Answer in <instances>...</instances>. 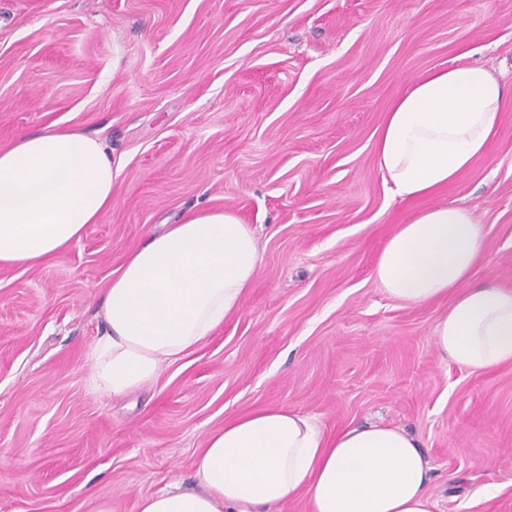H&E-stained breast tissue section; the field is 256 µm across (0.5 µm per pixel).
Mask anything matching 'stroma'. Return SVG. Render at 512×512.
<instances>
[{
	"label": "stroma",
	"instance_id": "35a3bbf8",
	"mask_svg": "<svg viewBox=\"0 0 512 512\" xmlns=\"http://www.w3.org/2000/svg\"><path fill=\"white\" fill-rule=\"evenodd\" d=\"M464 52L512 90V0H0V148L54 125L100 137L113 169L85 236L0 267V512H138L193 487L227 418L280 404L329 436H416L435 512H512V364L447 360L448 299L410 306L374 275L397 225L453 202L483 226L472 284L512 289V109L434 196L392 195L376 164L392 100ZM203 209L258 237L241 309L150 388L93 392L112 272Z\"/></svg>",
	"mask_w": 512,
	"mask_h": 512
}]
</instances>
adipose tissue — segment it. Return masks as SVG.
Listing matches in <instances>:
<instances>
[{"label": "adipose tissue", "mask_w": 512, "mask_h": 512, "mask_svg": "<svg viewBox=\"0 0 512 512\" xmlns=\"http://www.w3.org/2000/svg\"><path fill=\"white\" fill-rule=\"evenodd\" d=\"M512 95L485 67L425 74L397 97L375 144L393 195L428 196L457 179L495 137ZM112 205V154L100 139L46 127L0 149V266L32 265L78 241ZM484 247L474 212L425 208L388 238L375 277L410 305L446 298L434 340L460 367L512 364V289L470 286ZM261 264L250 225L204 210L151 234L104 292L107 333L89 351L93 391L152 385L237 312ZM432 468L418 439L391 425L326 436L316 416L286 405L238 415L209 434L198 490L142 497L139 512H268L303 495L308 512H433Z\"/></svg>", "instance_id": "1"}]
</instances>
